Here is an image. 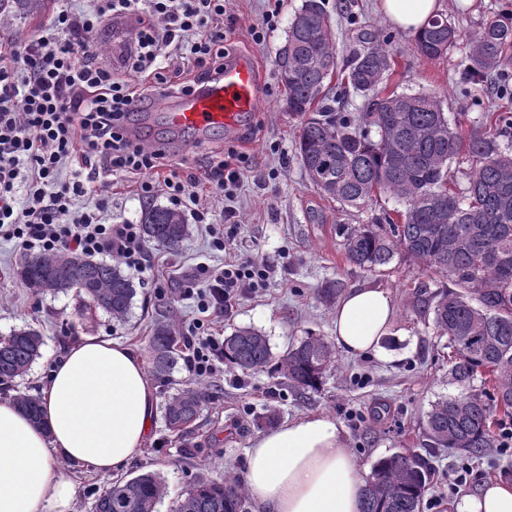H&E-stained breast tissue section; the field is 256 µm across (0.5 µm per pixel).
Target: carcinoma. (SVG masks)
<instances>
[{"label": "carcinoma", "instance_id": "carcinoma-1", "mask_svg": "<svg viewBox=\"0 0 512 512\" xmlns=\"http://www.w3.org/2000/svg\"><path fill=\"white\" fill-rule=\"evenodd\" d=\"M44 0H0V20L40 10ZM468 42L465 73L470 81L498 74L502 54L512 47V11L499 13L466 38L448 20L430 18L416 36L417 54L437 61ZM284 108L300 117L296 150L309 183L343 206L362 207L381 194L403 206L400 220L390 214L374 224L341 227L347 260L366 270L390 264L404 253L432 275L448 281L434 293L433 323L448 337L460 383L477 374L489 377L488 398L463 393L442 399L427 414L425 432L441 448L479 455L496 446L492 429L498 413L512 415V114L484 112L462 128L463 115L449 121L433 93L386 91L390 50L374 38L353 49L338 65L334 35L321 0H304L276 55ZM337 88L362 93L358 116L336 111ZM470 162L462 172L459 159ZM467 179L455 191L457 174ZM143 237L173 249L188 231L183 215L152 207L141 218ZM33 291L58 293L78 288L89 306L117 321L125 319L136 294L119 262H98L61 251L34 256L16 271ZM43 336L34 328L14 331L0 341V386L23 376L41 356ZM151 368L166 375L181 358L172 324L157 322L148 341ZM334 346L307 334L276 355L269 339L251 327L224 337V364L241 371L270 365L293 390L317 392L335 366ZM202 393L185 388L164 406L166 430L188 432L197 420ZM431 466L412 448L381 460L366 479L361 512H421ZM158 473L148 471L110 486L92 503V512H155L165 496ZM245 488L227 471L219 480H201L176 502L173 512H243Z\"/></svg>", "mask_w": 512, "mask_h": 512}]
</instances>
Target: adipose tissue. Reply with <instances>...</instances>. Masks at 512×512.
Masks as SVG:
<instances>
[{
  "label": "adipose tissue",
  "mask_w": 512,
  "mask_h": 512,
  "mask_svg": "<svg viewBox=\"0 0 512 512\" xmlns=\"http://www.w3.org/2000/svg\"><path fill=\"white\" fill-rule=\"evenodd\" d=\"M395 27L418 33L438 0H379ZM390 293L359 287L337 303L333 339L343 352L379 355L392 335ZM32 420L0 395V512H71L75 489L58 460L108 475L136 458L149 434L154 390L142 356L122 343L88 337L56 364ZM251 499L264 512H360L362 474L335 420L309 415L258 434L246 458ZM455 512H512V483L483 482Z\"/></svg>",
  "instance_id": "adipose-tissue-1"
}]
</instances>
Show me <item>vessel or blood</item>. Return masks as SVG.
Returning a JSON list of instances; mask_svg holds the SVG:
<instances>
[{
    "instance_id": "vessel-or-blood-1",
    "label": "vessel or blood",
    "mask_w": 512,
    "mask_h": 512,
    "mask_svg": "<svg viewBox=\"0 0 512 512\" xmlns=\"http://www.w3.org/2000/svg\"><path fill=\"white\" fill-rule=\"evenodd\" d=\"M258 66L247 55L224 64L190 94L170 99L163 107L167 127L176 133L198 135L215 129H234L254 111L260 97Z\"/></svg>"
}]
</instances>
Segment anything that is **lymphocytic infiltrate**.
<instances>
[{"mask_svg":"<svg viewBox=\"0 0 512 512\" xmlns=\"http://www.w3.org/2000/svg\"><path fill=\"white\" fill-rule=\"evenodd\" d=\"M97 2L90 13L61 7L25 42L0 38V238L34 255H113L139 272L147 267L139 226L104 223L107 199L81 212L73 204L100 176L151 171L165 160L167 147L145 149L130 133L131 107L191 91L190 83L158 72L165 48L181 51L194 78L223 69L224 0ZM118 15L140 18L124 62L152 71L151 86L131 84L90 53L101 22ZM72 161L78 169L61 178ZM269 273L268 264L240 256L217 271L199 267L187 276L184 293L218 318ZM185 347L186 367L196 378L211 376L224 361V341L215 334L187 337Z\"/></svg>","mask_w":512,"mask_h":512,"instance_id":"1","label":"lymphocytic infiltrate"}]
</instances>
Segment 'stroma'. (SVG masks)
Returning a JSON list of instances; mask_svg holds the SVG:
<instances>
[{"mask_svg":"<svg viewBox=\"0 0 512 512\" xmlns=\"http://www.w3.org/2000/svg\"><path fill=\"white\" fill-rule=\"evenodd\" d=\"M303 2L226 0L224 50L256 59L262 94L255 112L237 129H219L202 140L180 135L170 164L190 184L222 158L238 169L240 182L224 198L212 201L207 223H199L191 207L183 208L189 232L177 248L147 245L149 265L131 275L136 295L124 320L99 311L84 325L80 322L83 302L76 291L42 294L23 287L16 270L25 255L13 242L0 239V336L31 327L44 338L40 357L8 392L40 395L68 348L86 337L117 340L146 353L157 315L165 309L171 312L177 336L191 334L197 324L209 321L196 298L184 293L186 274L199 266L221 269L225 259L241 253L270 264L271 274L212 324L216 334L227 335L236 327L256 328L278 355L306 332L331 337L336 304L325 301L321 289L336 279L349 289L368 285L388 290L399 333L384 340L381 359L338 353L321 389L302 395L269 370L244 373L226 367L198 382L184 363H177L166 376L151 379L155 406L142 454L109 475L62 465V472L76 487L73 512H91L95 497L112 482L146 471L160 473L166 485L158 512H171L198 480L216 479L228 470L245 476L250 442L270 424L307 415L333 418L344 428L354 459L366 475L380 459L404 448L415 449L432 468L422 512H453V501L475 492L486 479L512 481V450L490 448L472 458L435 447L425 434L426 415L436 401L456 397L464 389L479 395L488 389L481 375L465 387L455 379L453 350L447 338L437 334L432 312L423 307L424 300L435 293L430 273L402 254L374 272L345 258L337 225L373 223L395 209L394 199L383 196L361 208L341 206L320 196L299 164L295 140L300 120L283 109L284 90L275 57ZM441 4L440 17L466 34L512 8V0H441ZM323 7L339 59H346L359 33L387 40L393 58L388 90L437 94L449 114L465 112L475 118L484 112H512V80L503 88L490 79L465 86L460 77L464 46L440 60L426 61L414 51V35L394 27L379 11L377 0H324ZM136 27L133 16L105 20L92 46L98 63L115 66ZM151 177L148 171L109 176L111 203L103 214L105 221L137 224L147 205L167 206L162 194L150 201L142 198L140 186ZM228 206L236 211V224L225 227L224 248L219 251L212 246L206 226L223 224ZM192 384L204 394L199 417L189 432L170 437L162 418L165 400ZM268 415L273 423H265ZM460 470L466 474L461 484L455 480Z\"/></svg>","mask_w":512,"mask_h":512,"instance_id":"stroma-1","label":"stroma"}]
</instances>
